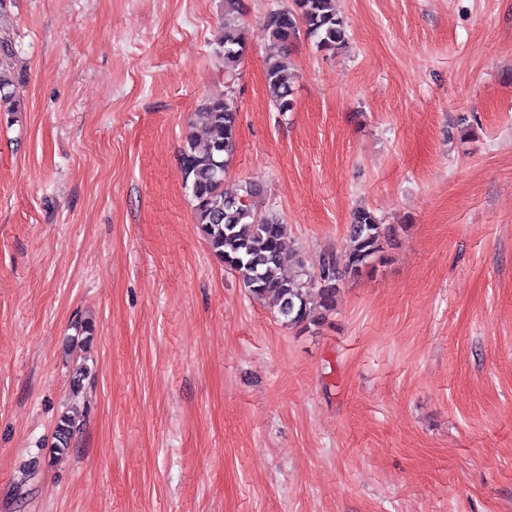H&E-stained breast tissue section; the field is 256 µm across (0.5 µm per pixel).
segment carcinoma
<instances>
[{"instance_id": "cac0c4a2", "label": "carcinoma", "mask_w": 512, "mask_h": 512, "mask_svg": "<svg viewBox=\"0 0 512 512\" xmlns=\"http://www.w3.org/2000/svg\"><path fill=\"white\" fill-rule=\"evenodd\" d=\"M334 2L292 0L291 5L272 9L264 16L262 33L277 47V52L265 60V77L268 95L278 111L293 108L289 48L303 35L312 39L317 49L331 53L345 44L347 25L336 13ZM244 13V0H224L221 31L214 48L222 65L224 91L208 97L193 113L190 126L201 127L206 137L186 134L178 161L196 223L210 250L250 295L289 326L306 329L335 310L340 290L348 281L373 273L388 260L397 228L382 223L374 211L358 208L348 227L344 262H338L330 252L313 274L301 267L287 268L284 224L279 215L259 214L255 208L260 185L227 181L237 132L236 84L248 44L242 24ZM14 54V42L0 37V106H11L16 95L11 71ZM74 329L66 352L80 359L94 340V326L77 320ZM79 430L77 413H61L54 425L55 453L68 450Z\"/></svg>"}]
</instances>
